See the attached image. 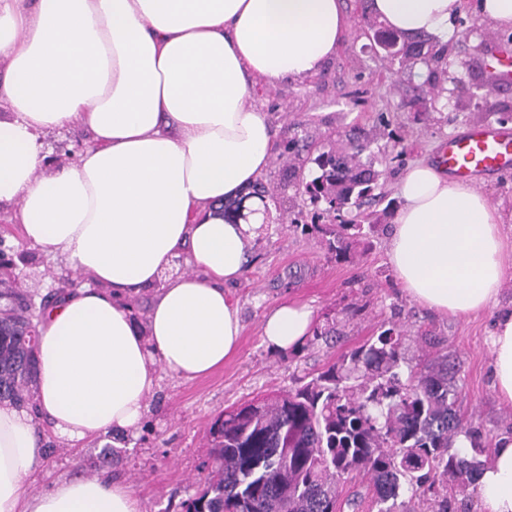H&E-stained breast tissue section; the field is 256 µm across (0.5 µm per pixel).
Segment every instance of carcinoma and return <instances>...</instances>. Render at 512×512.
<instances>
[{
  "label": "carcinoma",
  "instance_id": "1",
  "mask_svg": "<svg viewBox=\"0 0 512 512\" xmlns=\"http://www.w3.org/2000/svg\"><path fill=\"white\" fill-rule=\"evenodd\" d=\"M375 35L387 58L436 60L427 39L380 28ZM373 141L353 130L344 144L314 151L293 139L278 156L289 164L307 153L312 169L295 180L311 222L289 211L287 223L320 236L338 260L377 231L363 210L384 200L381 172L365 159ZM13 265L0 255V402L22 406L36 377L38 316ZM404 336L400 325H383L310 379L224 412L210 428L209 475L182 512H338L339 480L354 474L368 478L377 512H408L404 485L430 496L432 512H458L457 496L489 460L491 439L458 415L448 357L412 366L401 353ZM461 435L470 447H456Z\"/></svg>",
  "mask_w": 512,
  "mask_h": 512
}]
</instances>
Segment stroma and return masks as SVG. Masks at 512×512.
Returning a JSON list of instances; mask_svg holds the SVG:
<instances>
[{
    "instance_id": "obj_1",
    "label": "stroma",
    "mask_w": 512,
    "mask_h": 512,
    "mask_svg": "<svg viewBox=\"0 0 512 512\" xmlns=\"http://www.w3.org/2000/svg\"><path fill=\"white\" fill-rule=\"evenodd\" d=\"M352 27L322 72L301 83L258 81L254 94L271 112L279 143L307 133L315 144L338 140L351 128L374 135L371 156L382 170V191L397 200L398 183L410 164L433 160L443 142L475 122L512 113V82L494 83L491 44L512 55V29H494L472 13L458 16L448 34V51L434 73L421 61L406 64L385 58L357 0H344ZM388 120L405 150L403 164L388 163L392 142L380 120ZM377 231L368 250L338 261L320 239L292 230L272 217L253 242L251 266L232 292L239 300L243 333L238 353L212 376L185 382L162 376L148 402L140 431L113 448L111 471L130 485L142 512H179V504L203 485L209 453V428L225 409L288 388L297 378L337 361L397 322L408 334L403 349L411 363L436 353L448 356L460 390L458 413L464 422L498 436L512 433V406L498 403L492 387L488 336L493 312L468 318L436 316L400 290L386 255L391 216L375 212ZM0 244L28 253L17 273L34 300L58 288L68 270L61 258L31 247L7 213H0ZM284 300L310 305L316 326L335 321L329 343L275 352L263 342V315ZM360 306L359 315L348 312ZM111 437L72 448L44 433V464L30 485L40 492L74 474L94 476Z\"/></svg>"
}]
</instances>
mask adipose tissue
Returning <instances> with one entry per match:
<instances>
[{
  "instance_id": "obj_1",
  "label": "adipose tissue",
  "mask_w": 512,
  "mask_h": 512,
  "mask_svg": "<svg viewBox=\"0 0 512 512\" xmlns=\"http://www.w3.org/2000/svg\"><path fill=\"white\" fill-rule=\"evenodd\" d=\"M368 5L409 40L446 42L468 7L512 28V0ZM348 28L342 0H0V210L87 280L42 322L34 410L0 403V512H141L130 486L105 473L31 493L43 464L37 426L74 444L134 433L160 374L194 381L237 353L229 286L263 216L230 224L219 208L275 155L251 87L316 75ZM75 126L89 144L47 168L42 133ZM398 193L386 254L403 293L444 315L495 312L493 386L512 406V307L500 305L512 233L487 195L432 164L412 166ZM179 259L188 272L168 276ZM150 288L142 325L128 300ZM313 328L309 306L286 302L265 314L261 334L294 351ZM473 486L484 512H512V434Z\"/></svg>"
}]
</instances>
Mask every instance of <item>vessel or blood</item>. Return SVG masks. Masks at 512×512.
<instances>
[{"label":"vessel or blood","mask_w":512,"mask_h":512,"mask_svg":"<svg viewBox=\"0 0 512 512\" xmlns=\"http://www.w3.org/2000/svg\"><path fill=\"white\" fill-rule=\"evenodd\" d=\"M450 177L479 184L512 169V125L474 123L452 136L436 157Z\"/></svg>","instance_id":"vessel-or-blood-1"}]
</instances>
